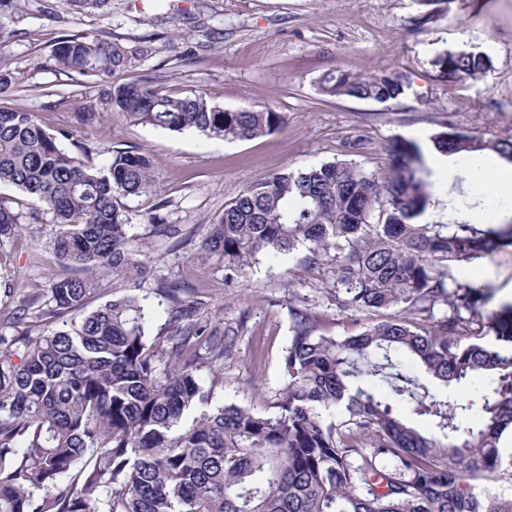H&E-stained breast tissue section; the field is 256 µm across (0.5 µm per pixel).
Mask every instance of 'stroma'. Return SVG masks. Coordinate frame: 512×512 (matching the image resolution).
Wrapping results in <instances>:
<instances>
[{
	"label": "stroma",
	"instance_id": "stroma-1",
	"mask_svg": "<svg viewBox=\"0 0 512 512\" xmlns=\"http://www.w3.org/2000/svg\"><path fill=\"white\" fill-rule=\"evenodd\" d=\"M7 29L0 68L23 91L0 95V106L35 113L49 129L75 126L76 139L100 148L93 164L105 163L109 147H136L151 160L154 191L123 199L122 205L154 274H105L85 311L132 292L150 311V336H162L169 311L155 277L180 282L185 299L202 304L198 322L235 333L222 380H214L209 367L198 372L212 408L235 404L263 413L284 388L290 303H315L334 318L333 335L353 329L349 314L339 312L329 294L334 264L304 268L298 251L259 258L241 277L226 279L223 258L205 248L208 226L226 202L282 169L345 161L367 171L386 170V144L395 135L418 140L452 130L512 138V0H180L174 10L159 0H113L109 15L65 12L57 19L41 16L34 0H22ZM84 33L126 48L124 79L173 95L204 92L230 111L269 107L286 121L277 132L244 142L136 126L117 112L76 125L79 106L101 103L112 84L105 76L56 68V41ZM463 50L488 55L491 69L465 82L442 76L436 58ZM339 69L359 78L402 74L405 93L388 103L321 94L320 76ZM356 139L362 147L353 153L348 144ZM472 169L464 156L455 159L453 170L434 169L436 196L450 189L452 174L472 176ZM472 178L473 198L480 203L476 216L494 224L512 221V183ZM156 216L165 232H154ZM51 229V217H43L22 225L0 247V307L38 290L48 276L73 275L46 244ZM450 271L485 294L478 305L482 319L512 305V246L451 264Z\"/></svg>",
	"mask_w": 512,
	"mask_h": 512
}]
</instances>
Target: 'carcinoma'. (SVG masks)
Listing matches in <instances>:
<instances>
[{
	"label": "carcinoma",
	"instance_id": "obj_1",
	"mask_svg": "<svg viewBox=\"0 0 512 512\" xmlns=\"http://www.w3.org/2000/svg\"><path fill=\"white\" fill-rule=\"evenodd\" d=\"M66 4L77 16L112 10V0ZM54 59L84 76H116L128 54L107 38L80 34L59 40ZM436 64L462 82L485 73L491 60L464 50ZM319 88L378 102L405 91L398 74L358 78L342 70L323 75ZM101 110L135 125L230 141L285 123L271 108L228 111L204 93L171 95L140 82L114 83L102 109L86 105L77 120L91 123ZM63 140L74 150H64ZM431 142L448 156L495 153L512 162L511 139L441 132ZM92 150L71 127L48 130L34 113L0 106V184L35 203L22 212L0 200V244L22 223L50 214L59 229L48 247L81 271L45 282L49 309L35 308L37 295L6 307L9 324L81 309L102 273L145 270L119 201L153 189L150 160L130 147L95 166L87 161ZM387 151L382 173L338 161L272 173L225 203L209 225L206 248L224 257L228 279L259 255L303 250L308 267L335 264L330 295L360 324L356 334L333 336L315 306L291 305L288 382L264 414L234 404L196 412L210 396L198 365L221 363L228 347L189 321L194 304L164 277L157 291L172 303L168 326L180 337L170 347L149 338L147 311L134 293L25 344L18 362L15 342L0 335V512H512V497L475 492V483L512 465L499 449L512 430V357L485 341L480 291L448 270L450 262L512 245V222L473 216L464 177L455 178L448 199L435 196L416 141L395 136ZM430 208L436 216L426 221ZM201 337L204 358L193 344ZM400 354L439 387L478 379L488 389L451 402L402 371ZM161 365L168 367L162 377ZM382 388L428 418L434 432L408 423L379 396ZM471 415L480 424L463 425Z\"/></svg>",
	"mask_w": 512,
	"mask_h": 512
}]
</instances>
